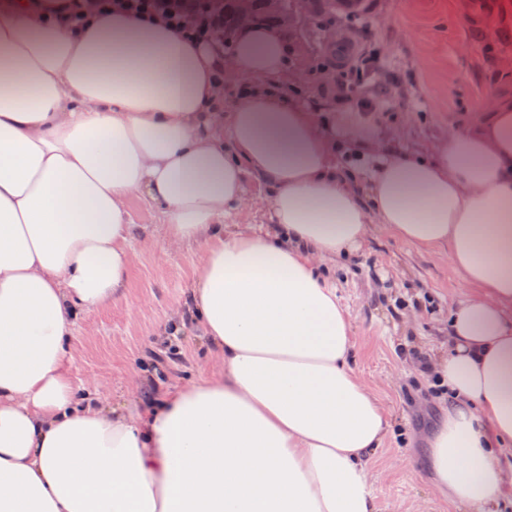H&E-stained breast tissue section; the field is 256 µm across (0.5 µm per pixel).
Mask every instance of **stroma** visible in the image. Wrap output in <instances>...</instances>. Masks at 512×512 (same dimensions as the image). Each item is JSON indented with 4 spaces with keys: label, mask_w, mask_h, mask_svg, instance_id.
<instances>
[{
    "label": "stroma",
    "mask_w": 512,
    "mask_h": 512,
    "mask_svg": "<svg viewBox=\"0 0 512 512\" xmlns=\"http://www.w3.org/2000/svg\"><path fill=\"white\" fill-rule=\"evenodd\" d=\"M365 3L352 39L371 59L364 87L384 133L404 130L410 144L424 148L449 126L468 124L494 95L512 97L497 40L470 34L457 0ZM322 48L309 37L292 45L290 59L304 73L298 93L329 112L360 111L357 98L315 76ZM127 210L135 259L126 284L112 303L78 321L69 348L74 384L102 389L116 404L127 401L130 382L147 400L213 367L192 323L167 340L156 337L160 324L185 308L202 243L169 248L159 206L134 195ZM329 276L353 317V366L389 414L391 431L368 465L378 512H468L431 488L425 438L442 401L430 395L414 353H447L448 304L468 297L469 286L445 250L413 247L378 224L370 225L361 252L337 260Z\"/></svg>",
    "instance_id": "obj_1"
}]
</instances>
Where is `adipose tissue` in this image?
I'll use <instances>...</instances> for the list:
<instances>
[{"label": "adipose tissue", "instance_id": "1", "mask_svg": "<svg viewBox=\"0 0 512 512\" xmlns=\"http://www.w3.org/2000/svg\"><path fill=\"white\" fill-rule=\"evenodd\" d=\"M287 62L272 28L226 58L119 4L0 0V512H376L388 414L327 269L372 224L447 247L472 290L428 358L448 386L435 491L512 497V100L394 151L373 114L298 97ZM220 75L255 88L218 108ZM250 179L260 231L233 224ZM133 194L170 246L204 244L185 306L218 367L130 408L80 393L67 348L124 286Z\"/></svg>", "mask_w": 512, "mask_h": 512}]
</instances>
